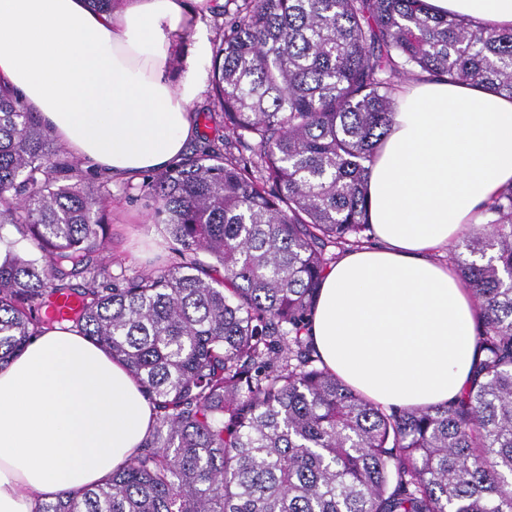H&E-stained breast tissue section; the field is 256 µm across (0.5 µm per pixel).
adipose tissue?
Here are the masks:
<instances>
[{
    "label": "adipose tissue",
    "instance_id": "obj_1",
    "mask_svg": "<svg viewBox=\"0 0 512 512\" xmlns=\"http://www.w3.org/2000/svg\"><path fill=\"white\" fill-rule=\"evenodd\" d=\"M430 12L512 29V0H425ZM184 0H0V78L75 155L135 179L179 160L196 134L194 71L170 78ZM512 185V99L446 80L406 85L368 181L373 245L340 254L317 292L312 340L326 366L386 407L454 400L483 354L470 290L439 247ZM152 408L125 368L49 329L0 366V512L98 484L146 438Z\"/></svg>",
    "mask_w": 512,
    "mask_h": 512
}]
</instances>
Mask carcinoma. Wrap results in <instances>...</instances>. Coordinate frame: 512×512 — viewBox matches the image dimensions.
<instances>
[{
  "label": "carcinoma",
  "mask_w": 512,
  "mask_h": 512,
  "mask_svg": "<svg viewBox=\"0 0 512 512\" xmlns=\"http://www.w3.org/2000/svg\"><path fill=\"white\" fill-rule=\"evenodd\" d=\"M227 2L225 135L144 185L178 257L164 270L109 271L111 189L0 81V364L44 328L74 332L156 412L103 483L38 512H512V186L450 256L481 310L460 399L388 411L307 336L328 248L370 239L367 182L399 89L430 75L512 97V29L422 0ZM65 295L79 307L53 314Z\"/></svg>",
  "instance_id": "cac0c4a2"
}]
</instances>
